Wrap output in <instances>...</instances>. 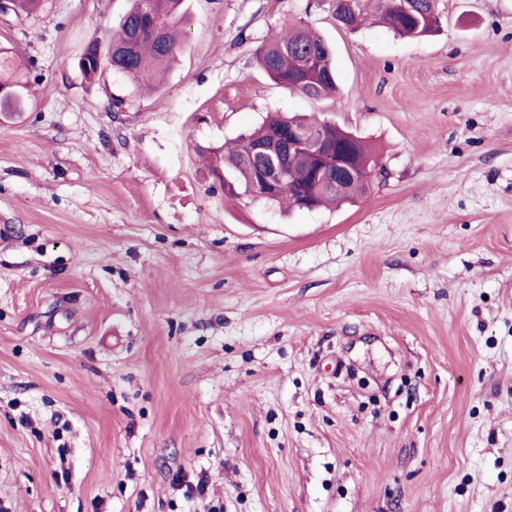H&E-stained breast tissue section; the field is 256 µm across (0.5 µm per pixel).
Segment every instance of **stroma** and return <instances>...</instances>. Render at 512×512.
I'll return each mask as SVG.
<instances>
[{"instance_id":"stroma-1","label":"stroma","mask_w":512,"mask_h":512,"mask_svg":"<svg viewBox=\"0 0 512 512\" xmlns=\"http://www.w3.org/2000/svg\"><path fill=\"white\" fill-rule=\"evenodd\" d=\"M160 90L88 83L128 0L0 13V512H512V0L420 39L328 0H187ZM312 24L341 87L256 65ZM270 112L363 137L355 203L225 197ZM27 81L16 54L0 48V115L20 116L29 102Z\"/></svg>"}]
</instances>
